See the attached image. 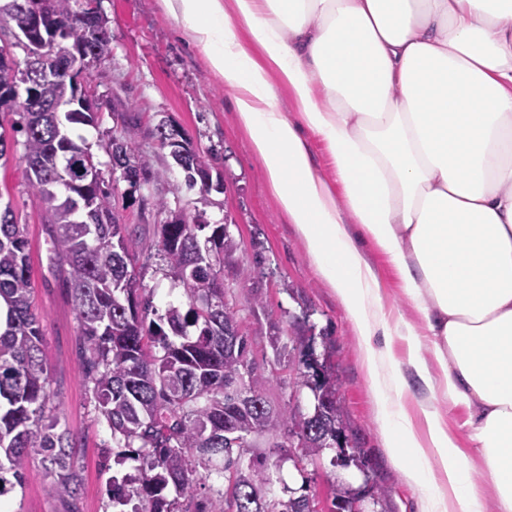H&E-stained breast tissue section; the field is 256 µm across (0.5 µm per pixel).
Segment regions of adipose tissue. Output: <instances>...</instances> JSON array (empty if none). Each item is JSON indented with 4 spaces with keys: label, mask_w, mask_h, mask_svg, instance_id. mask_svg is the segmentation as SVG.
Here are the masks:
<instances>
[{
    "label": "adipose tissue",
    "mask_w": 512,
    "mask_h": 512,
    "mask_svg": "<svg viewBox=\"0 0 512 512\" xmlns=\"http://www.w3.org/2000/svg\"><path fill=\"white\" fill-rule=\"evenodd\" d=\"M161 3L235 90L271 190L365 342L378 398L402 396L409 373L466 407V454L429 398L387 418L429 512H484L476 459L512 512V0ZM312 133L335 183L315 169ZM358 231L423 314L404 362L372 343L388 318Z\"/></svg>",
    "instance_id": "adipose-tissue-1"
}]
</instances>
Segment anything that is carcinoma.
<instances>
[{
	"instance_id": "carcinoma-1",
	"label": "carcinoma",
	"mask_w": 512,
	"mask_h": 512,
	"mask_svg": "<svg viewBox=\"0 0 512 512\" xmlns=\"http://www.w3.org/2000/svg\"><path fill=\"white\" fill-rule=\"evenodd\" d=\"M80 1L94 12L91 24L72 28L75 39L86 41L87 58L78 72L87 76L112 55L96 0H35L48 16L68 20ZM23 80L19 65L0 60V90L9 92ZM38 96L49 106L73 98L75 88L70 81H48ZM17 107L24 116L22 159L29 189L44 211L80 323V370L121 448L115 464L139 462L135 474L112 477L111 512H189L165 491L172 487L190 497L198 482L227 472L235 478L236 512H313L305 495L273 497L264 464L244 462L226 446L228 437L247 441L286 429L297 440L298 452L288 456L297 468L336 447L345 427L333 374L320 375L309 359L299 358L297 386L311 390L319 410L307 418L296 406L276 408L266 397L268 377L250 365L247 337L225 336L237 319L224 302V259L237 243L224 235V225L202 220L212 194L202 174L211 173L213 183L222 186L221 172L199 150L180 165L199 207L191 220L178 213L173 223L160 225L159 252L174 282L185 289L188 308L170 302L160 314L137 282V242L120 221L90 146L70 135L71 124L98 126L99 113ZM107 150L133 159L144 181L154 176L129 127L121 128L119 143H107ZM54 182L64 185L69 199L47 196ZM0 305L7 310L0 323V498L23 486L31 456L40 455L46 493L66 512H79L75 450L52 416L40 320L31 305L28 240L9 204L0 208ZM243 375L247 400L236 389Z\"/></svg>"
}]
</instances>
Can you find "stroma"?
<instances>
[{
  "label": "stroma",
  "instance_id": "35a3bbf8",
  "mask_svg": "<svg viewBox=\"0 0 512 512\" xmlns=\"http://www.w3.org/2000/svg\"><path fill=\"white\" fill-rule=\"evenodd\" d=\"M98 7L112 36V55L89 81L101 106V124L96 129L80 128L79 133L107 177L111 163L106 143L116 122H126L136 131L137 145L156 174L136 202L126 201L124 182L114 185L122 222L135 229L139 240L138 281L152 292L157 309L184 297L182 288L173 287L157 246L162 217L155 199H165L169 208L187 215L195 213L194 193L186 190L183 173L154 136L156 126L167 121L180 126L197 149L209 153L212 165L224 177V191L214 195L204 218L211 224H230L238 243L237 251L224 263V300L237 314L240 334L252 341L251 359L270 379L268 400L273 406L286 407L295 389L292 365L287 356L275 353L271 337H278L289 349L310 347L316 366L338 380L346 435L352 447L364 453L367 467L356 487L348 481V470L333 465L330 451L299 471L288 459V448L273 447L268 437L256 439L250 457L266 461L276 495L289 489L308 496L315 512H336L337 490L365 496L374 487L384 488L387 496L377 504L365 496L367 512H423L419 487L408 480L403 464L387 446L385 420L357 330L268 187L262 162L237 121L233 91L210 71L205 53L179 32L160 0H98ZM0 198L11 203L29 241L31 302L41 319L54 416L59 430L72 439L83 476L79 508L103 512L111 475L105 456L112 432L99 416L91 386L78 368L79 322L70 292L51 258L44 214L29 191L20 155L11 156L0 167ZM365 251L392 313V354L404 360L405 344L399 332L407 325L423 330V316L405 295L388 258L370 244ZM45 483L41 457L31 458L24 486L11 500L13 512H63L62 505L47 496Z\"/></svg>",
  "mask_w": 512,
  "mask_h": 512
}]
</instances>
